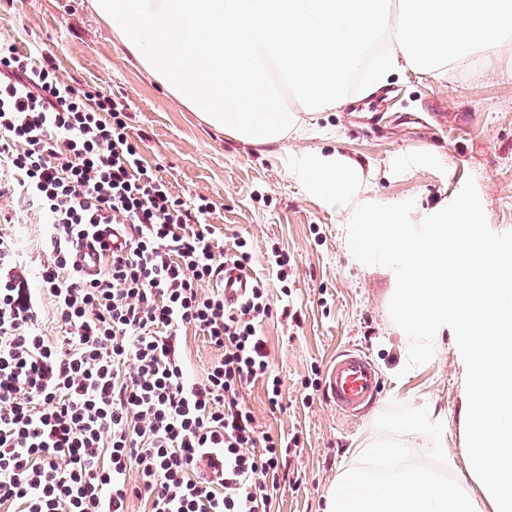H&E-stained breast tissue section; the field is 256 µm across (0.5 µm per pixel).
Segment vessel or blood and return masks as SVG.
<instances>
[{
    "instance_id": "1",
    "label": "vessel or blood",
    "mask_w": 512,
    "mask_h": 512,
    "mask_svg": "<svg viewBox=\"0 0 512 512\" xmlns=\"http://www.w3.org/2000/svg\"><path fill=\"white\" fill-rule=\"evenodd\" d=\"M250 283L237 269L225 271L224 294L236 300ZM382 381L371 361L359 350L346 348L337 352L324 376V389L330 403L343 413L358 415L375 404Z\"/></svg>"
}]
</instances>
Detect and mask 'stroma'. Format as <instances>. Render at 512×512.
<instances>
[{
  "instance_id": "1",
  "label": "stroma",
  "mask_w": 512,
  "mask_h": 512,
  "mask_svg": "<svg viewBox=\"0 0 512 512\" xmlns=\"http://www.w3.org/2000/svg\"><path fill=\"white\" fill-rule=\"evenodd\" d=\"M52 54L63 80L113 94L129 106L127 131L173 195L211 198L208 223L224 229L225 247L245 241L250 275L265 280L271 318L262 324L270 367L281 381L280 408H270L262 383L242 395L261 430L298 435L277 512H325L336 477L355 466L375 422L392 403L433 409L455 452L454 478L482 512H493L458 452L465 445L460 410L466 365L452 337L432 359L408 367L409 339L389 315L392 284L384 266L356 260L341 232L343 216L323 207L289 176L288 160L303 151L337 149L357 161L383 202L413 201L425 209L455 198L474 180L490 229L512 230V62L489 80L479 69L432 78L408 71L368 96L352 93L343 108L306 112L298 134L271 146L244 144L213 130L159 83L147 78L97 16L90 0H0V39ZM434 151L442 167L391 171L394 159ZM48 225L30 219L8 234L28 275L44 264ZM290 257L278 280L273 251ZM290 304L293 318L281 316ZM354 347L377 368L383 389L362 415L338 413L324 395V373L336 352Z\"/></svg>"
}]
</instances>
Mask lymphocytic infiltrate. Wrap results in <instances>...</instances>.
Here are the masks:
<instances>
[{
  "instance_id": "f902f5d3",
  "label": "lymphocytic infiltrate",
  "mask_w": 512,
  "mask_h": 512,
  "mask_svg": "<svg viewBox=\"0 0 512 512\" xmlns=\"http://www.w3.org/2000/svg\"><path fill=\"white\" fill-rule=\"evenodd\" d=\"M124 112L0 40V194L18 201L0 222L50 226L34 289L0 231V512H129L135 498L142 512H272L298 440L260 430L243 403L258 381L281 398L265 282L226 300L224 269L249 252L226 254L204 220L213 201L174 197L145 165ZM189 328L220 353L194 382Z\"/></svg>"
}]
</instances>
